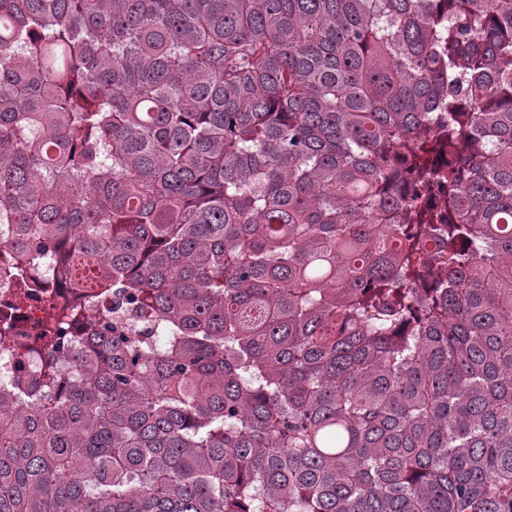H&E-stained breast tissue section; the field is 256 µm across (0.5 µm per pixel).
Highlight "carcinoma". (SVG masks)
<instances>
[{
    "label": "carcinoma",
    "mask_w": 512,
    "mask_h": 512,
    "mask_svg": "<svg viewBox=\"0 0 512 512\" xmlns=\"http://www.w3.org/2000/svg\"><path fill=\"white\" fill-rule=\"evenodd\" d=\"M2 224L0 512H512V0H0ZM4 250L0 253V330L6 327L13 336L7 349L0 343V395L5 391L14 395L25 384L32 372L27 351L29 339L43 332L45 323V293L50 288H16L14 265ZM20 394V393H18ZM100 298L93 293H87L78 298L83 311V319L77 324L68 325L64 330V335L72 336H91L93 328V314L101 306Z\"/></svg>",
    "instance_id": "1"
}]
</instances>
